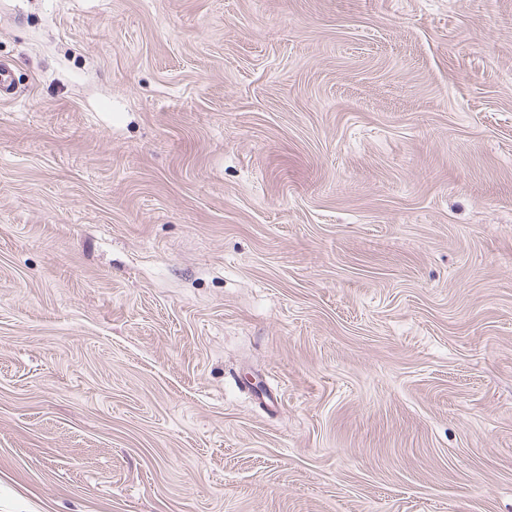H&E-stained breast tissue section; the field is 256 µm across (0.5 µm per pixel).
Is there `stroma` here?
Here are the masks:
<instances>
[{"label":"stroma","mask_w":512,"mask_h":512,"mask_svg":"<svg viewBox=\"0 0 512 512\" xmlns=\"http://www.w3.org/2000/svg\"><path fill=\"white\" fill-rule=\"evenodd\" d=\"M0 512H512V0H0Z\"/></svg>","instance_id":"1"}]
</instances>
